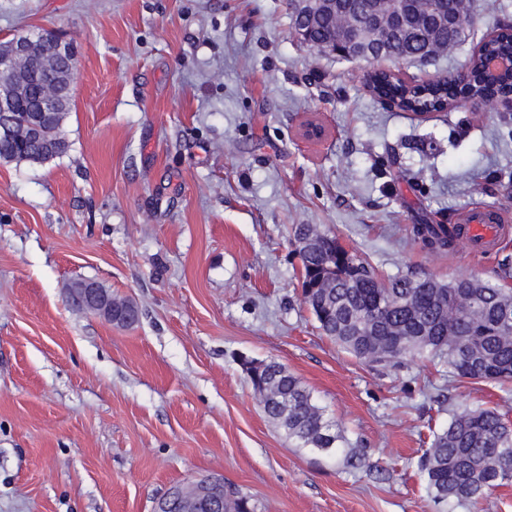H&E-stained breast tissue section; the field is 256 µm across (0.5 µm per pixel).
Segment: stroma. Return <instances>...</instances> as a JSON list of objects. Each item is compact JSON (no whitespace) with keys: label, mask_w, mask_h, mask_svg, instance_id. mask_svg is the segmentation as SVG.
<instances>
[{"label":"stroma","mask_w":512,"mask_h":512,"mask_svg":"<svg viewBox=\"0 0 512 512\" xmlns=\"http://www.w3.org/2000/svg\"><path fill=\"white\" fill-rule=\"evenodd\" d=\"M456 72L512 0H473ZM48 30L77 50L71 144L0 162V512H152L212 473L256 512H512V484L438 504L417 461L465 408L512 416V384L449 380L435 361H359L301 302L298 224L332 232L383 277L494 276L512 263V115L428 118L385 106L365 63L319 55L289 0H0V43ZM324 125L301 139L307 120ZM485 207L493 250L426 244ZM92 279L133 301L117 327L73 308ZM277 359L360 466L300 448L265 416L242 359Z\"/></svg>","instance_id":"35a3bbf8"}]
</instances>
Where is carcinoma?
<instances>
[{"label":"carcinoma","mask_w":512,"mask_h":512,"mask_svg":"<svg viewBox=\"0 0 512 512\" xmlns=\"http://www.w3.org/2000/svg\"><path fill=\"white\" fill-rule=\"evenodd\" d=\"M423 35L415 28L389 49L420 51ZM493 53H512V32H500L478 46L468 60L469 81L462 87L446 79L416 83L379 73L372 79V94L397 100L411 112L439 110L459 95L511 94V75L485 78L483 61ZM42 90L39 82L28 86L14 112L17 127H23L28 104L42 96ZM70 110V104L60 105L54 133L47 140H0V161L41 165L65 155L70 142L64 123ZM292 236L315 241L299 253L303 302L310 304L321 334L341 350L369 363L392 366L414 356L437 359L448 369V377L461 382L512 381V288L503 285L512 278L508 265L499 269L494 281L466 276L383 278L336 237L325 240V233L309 224L296 225ZM248 378L272 385L276 400L263 410L288 438L302 448H340L341 434L332 431L300 378L284 364L273 359ZM418 468L434 499L476 504L512 481V422L496 408L456 412L433 434Z\"/></svg>","instance_id":"obj_1"}]
</instances>
